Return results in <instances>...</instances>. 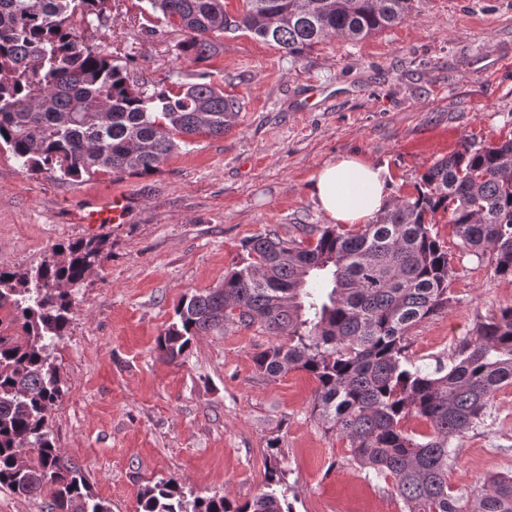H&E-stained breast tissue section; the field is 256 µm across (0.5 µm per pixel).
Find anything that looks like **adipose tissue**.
Masks as SVG:
<instances>
[{
    "mask_svg": "<svg viewBox=\"0 0 512 512\" xmlns=\"http://www.w3.org/2000/svg\"><path fill=\"white\" fill-rule=\"evenodd\" d=\"M386 167L342 156L321 168L311 186L319 209L336 224H364L390 205Z\"/></svg>",
    "mask_w": 512,
    "mask_h": 512,
    "instance_id": "adipose-tissue-1",
    "label": "adipose tissue"
}]
</instances>
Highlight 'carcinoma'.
Segmentation results:
<instances>
[{
	"label": "carcinoma",
	"instance_id": "cac0c4a2",
	"mask_svg": "<svg viewBox=\"0 0 512 512\" xmlns=\"http://www.w3.org/2000/svg\"><path fill=\"white\" fill-rule=\"evenodd\" d=\"M153 20L187 31L179 54L195 62L217 39L245 30L294 58L333 37L361 40L411 16L412 0H247L231 16L224 0H148ZM112 0H0V150L24 169L72 179L157 172L195 136L221 137L240 100L203 72L176 88L133 83L136 59L85 37L107 28ZM417 197L397 201L356 234L313 228L303 245L273 231L249 239L248 262L224 285L184 297L157 348L173 361L194 339L226 324L258 326L281 341L255 355L259 371L307 372L313 412L349 442L353 460L392 478L408 512H512V476H495L464 497L448 487L454 442L484 423L488 403L512 386V307L478 324L449 364L406 357V336L448 306L453 267L430 224L448 215L463 247L490 256L512 277V140L464 149L431 165ZM107 259L104 241L59 243L33 269L0 268V488L51 495V512H109L51 438L50 411L65 394L48 349L72 320L73 290ZM409 414L431 433L405 432ZM28 445L34 454L21 457ZM268 491L184 500L178 482L146 486L142 512H292L275 486L280 448L269 442Z\"/></svg>",
	"mask_w": 512,
	"mask_h": 512
}]
</instances>
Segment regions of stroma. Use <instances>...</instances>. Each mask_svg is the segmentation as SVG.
Masks as SVG:
<instances>
[{"label":"stroma","instance_id":"obj_1","mask_svg":"<svg viewBox=\"0 0 512 512\" xmlns=\"http://www.w3.org/2000/svg\"><path fill=\"white\" fill-rule=\"evenodd\" d=\"M141 7L122 0L93 43L134 56V78L150 84L212 72L242 109L224 136L195 137L145 176L69 179L0 152V267L33 268L55 244L90 238L109 254L76 288L69 330L49 349L66 388L50 413L56 446L111 512H139L144 487L169 478L190 499H253L266 490L274 439L293 512H407L391 481L358 466L313 415L308 373L257 371L272 336L228 325L172 362L157 340L180 298L222 285L251 237L271 229L304 241L329 226L310 190L327 161L353 154L387 166L394 202L416 196L423 173L464 145L512 139V0H414L404 23L296 59L228 33L200 63L179 57V27L142 30ZM119 192L129 200L122 222H82L88 201ZM431 233L454 269L450 301L406 340L408 357L430 367L512 307V278L465 250L447 215ZM488 413L458 442L453 492L512 471V386Z\"/></svg>","mask_w":512,"mask_h":512}]
</instances>
